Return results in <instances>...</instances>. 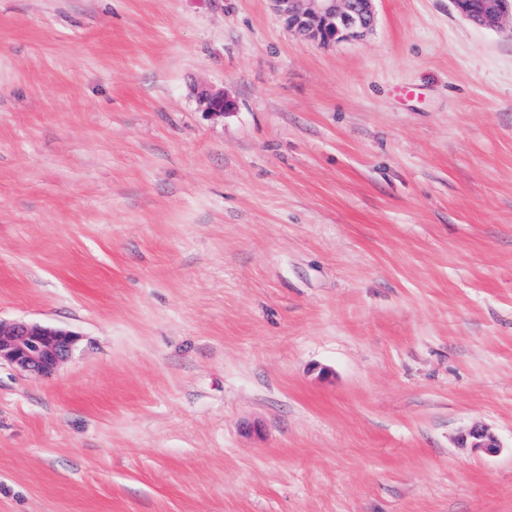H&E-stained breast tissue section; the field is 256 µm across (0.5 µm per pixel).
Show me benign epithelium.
<instances>
[{"mask_svg": "<svg viewBox=\"0 0 512 512\" xmlns=\"http://www.w3.org/2000/svg\"><path fill=\"white\" fill-rule=\"evenodd\" d=\"M289 30L323 45L357 39L375 25V0H270ZM456 11L473 24L497 29L512 21V0H450ZM207 111L222 115L232 104L224 95L203 97ZM74 334L49 325L0 319V361L24 372L52 373L70 355ZM487 453L497 452L496 437L484 426H473L462 441Z\"/></svg>", "mask_w": 512, "mask_h": 512, "instance_id": "1", "label": "benign epithelium"}]
</instances>
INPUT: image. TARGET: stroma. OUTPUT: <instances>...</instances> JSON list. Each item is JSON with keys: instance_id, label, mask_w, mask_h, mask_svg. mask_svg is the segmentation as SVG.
<instances>
[{"instance_id": "stroma-1", "label": "stroma", "mask_w": 512, "mask_h": 512, "mask_svg": "<svg viewBox=\"0 0 512 512\" xmlns=\"http://www.w3.org/2000/svg\"><path fill=\"white\" fill-rule=\"evenodd\" d=\"M375 7L0 0V512H512V27ZM376 0H270L289 30L323 45L357 39L375 25ZM74 334L49 325L0 318L2 360L24 372L51 374L70 355ZM470 440L472 448H481L487 453H496L500 448L496 437L484 426H473L462 437V442Z\"/></svg>"}]
</instances>
